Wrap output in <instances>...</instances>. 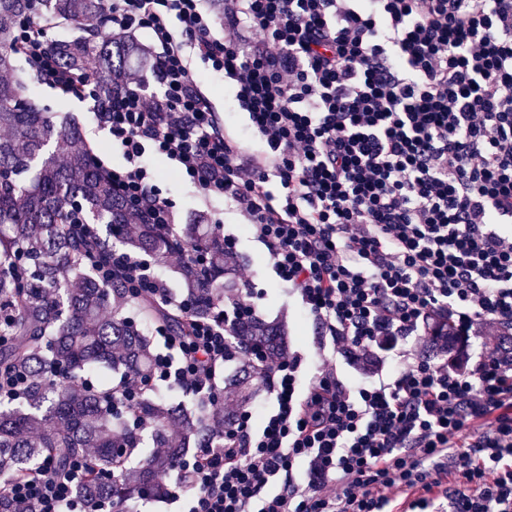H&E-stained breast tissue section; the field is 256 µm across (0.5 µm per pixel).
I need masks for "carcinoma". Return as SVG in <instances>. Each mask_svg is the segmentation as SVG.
Instances as JSON below:
<instances>
[{"instance_id":"cac0c4a2","label":"carcinoma","mask_w":512,"mask_h":512,"mask_svg":"<svg viewBox=\"0 0 512 512\" xmlns=\"http://www.w3.org/2000/svg\"><path fill=\"white\" fill-rule=\"evenodd\" d=\"M44 15L73 26L78 35L53 41L50 51L67 68L95 67L112 80L131 79L133 43L112 37L103 25L101 0H41ZM31 0H0V71L15 68L14 26ZM0 370L26 376L15 407H0V476L17 475L45 457L60 469L86 449L97 451L95 470L110 475L79 493L106 496L118 512H133L144 494L167 495L175 458L224 427V407L194 418L157 392L143 394L127 413L112 409V390L90 387L83 375L108 363L123 373L149 375L155 355L146 317L166 322L178 336L190 332L189 318L170 316L145 302L141 317L107 313L126 298L119 282H100L91 263L111 261L113 241L152 263H164L178 248L209 240V269L182 270V288L193 296L216 297L235 287V270L224 266L220 234L188 224L166 232L155 224H131V213L112 190L96 151L73 124H54L25 93L22 82L0 80ZM243 343L283 348L280 329L261 319L242 324ZM225 386L246 404L265 372L246 357ZM144 417L149 434L134 423Z\"/></svg>"}]
</instances>
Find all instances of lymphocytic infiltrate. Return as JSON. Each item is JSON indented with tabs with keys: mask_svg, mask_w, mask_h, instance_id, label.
<instances>
[{
	"mask_svg": "<svg viewBox=\"0 0 512 512\" xmlns=\"http://www.w3.org/2000/svg\"><path fill=\"white\" fill-rule=\"evenodd\" d=\"M104 5L113 35L149 33L143 80L107 90L62 68L32 16L14 46L63 92L107 93L96 119L134 223L177 224L147 164L162 158L240 215L320 336L307 370L299 353L241 346L252 279L199 316L147 259L114 251L101 282L119 270L129 301L191 318L187 343L157 327L151 377L123 375L114 401L159 386L216 401L217 370L244 351L275 402L258 419L225 405L220 445L177 459L172 498L186 512H512V351L493 345L512 328V0H224L220 36L205 0ZM197 59L261 149L215 111ZM438 320L485 344L469 369L422 356ZM97 476L87 455L65 472L43 460L0 483V512H113L78 494Z\"/></svg>",
	"mask_w": 512,
	"mask_h": 512,
	"instance_id": "1",
	"label": "lymphocytic infiltrate"
}]
</instances>
